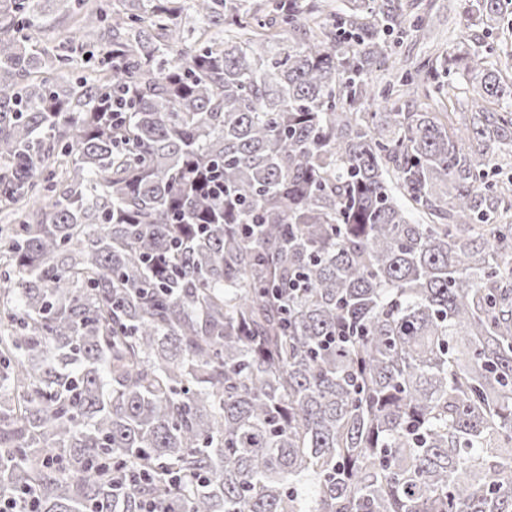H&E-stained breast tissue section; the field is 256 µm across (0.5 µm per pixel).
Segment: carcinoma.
Instances as JSON below:
<instances>
[{"instance_id":"1","label":"carcinoma","mask_w":512,"mask_h":512,"mask_svg":"<svg viewBox=\"0 0 512 512\" xmlns=\"http://www.w3.org/2000/svg\"><path fill=\"white\" fill-rule=\"evenodd\" d=\"M42 2L0 0V502L512 512V63L390 72L405 0H191L194 45L71 0L39 53Z\"/></svg>"}]
</instances>
